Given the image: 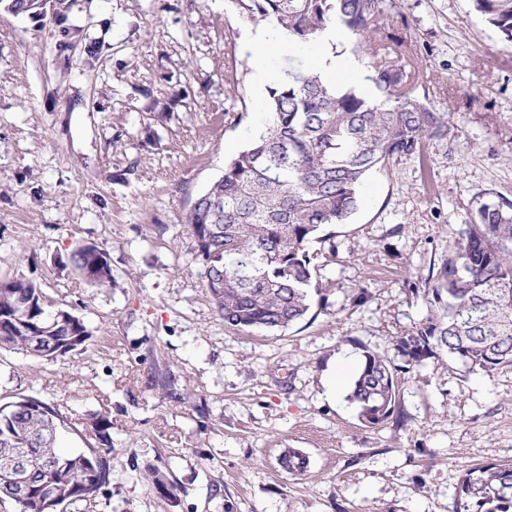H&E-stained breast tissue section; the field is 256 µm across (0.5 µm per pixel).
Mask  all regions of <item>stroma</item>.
Masks as SVG:
<instances>
[{"label": "stroma", "mask_w": 512, "mask_h": 512, "mask_svg": "<svg viewBox=\"0 0 512 512\" xmlns=\"http://www.w3.org/2000/svg\"><path fill=\"white\" fill-rule=\"evenodd\" d=\"M418 92L452 130L373 172L349 223L325 228L330 287L275 332L224 325L186 216L265 122L240 0H0V279L81 316L83 350H0V400L41 392L71 415L62 450L112 419L111 494L85 512H456L475 464L512 460V366L446 355L397 374L404 422L366 427L348 399L365 352L418 327L448 231L488 192L512 199V44L471 0H387ZM105 248L113 286L65 260ZM290 448L309 465L279 464ZM155 467L173 496L142 479Z\"/></svg>", "instance_id": "obj_1"}]
</instances>
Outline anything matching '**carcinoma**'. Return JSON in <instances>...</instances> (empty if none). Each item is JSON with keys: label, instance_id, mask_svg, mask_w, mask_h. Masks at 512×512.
I'll return each mask as SVG.
<instances>
[{"label": "carcinoma", "instance_id": "1", "mask_svg": "<svg viewBox=\"0 0 512 512\" xmlns=\"http://www.w3.org/2000/svg\"><path fill=\"white\" fill-rule=\"evenodd\" d=\"M248 16L269 19L288 49L313 45L329 28L354 38L371 58L376 99L326 82L301 63L268 88L267 121L224 164V173L187 215L196 250L206 264L207 288L227 326L275 331L305 318L322 255L306 245L325 226L347 224L362 203L367 176L417 155L429 137L448 135V122L417 93L419 76L386 44L385 0H241ZM501 40L512 44V0H472ZM68 262L91 287L112 285L105 250L80 246ZM430 314L395 337L406 365L437 353L469 369L512 366V201L490 194L448 232V257L437 268ZM44 344L35 346L34 337ZM92 333L74 313L46 309L37 284L0 280V349L46 361L83 349ZM391 360L367 351L350 388L363 424L393 416ZM69 424L58 405L38 395L0 404V448H31L54 468L33 477L17 512H73L107 493L111 484L112 421L95 416L97 445L62 453ZM143 479L163 495L169 479L149 467ZM464 512H512V462H486L467 471L457 491Z\"/></svg>", "mask_w": 512, "mask_h": 512}]
</instances>
